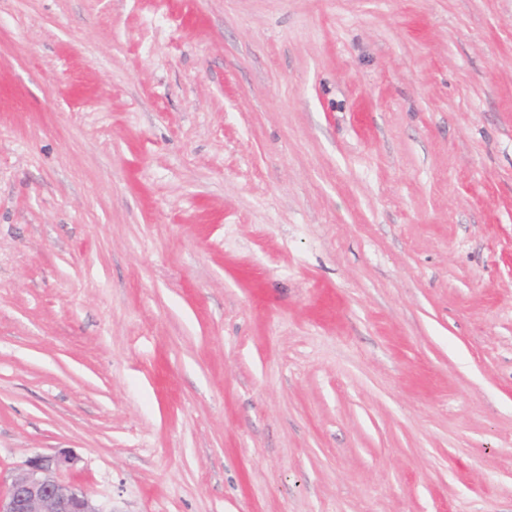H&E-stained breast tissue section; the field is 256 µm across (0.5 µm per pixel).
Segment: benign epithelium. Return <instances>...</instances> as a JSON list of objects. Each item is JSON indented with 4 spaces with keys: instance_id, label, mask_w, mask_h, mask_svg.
Masks as SVG:
<instances>
[{
    "instance_id": "obj_1",
    "label": "benign epithelium",
    "mask_w": 512,
    "mask_h": 512,
    "mask_svg": "<svg viewBox=\"0 0 512 512\" xmlns=\"http://www.w3.org/2000/svg\"><path fill=\"white\" fill-rule=\"evenodd\" d=\"M70 461L63 453L31 458L0 494V512H103L86 489L58 479Z\"/></svg>"
}]
</instances>
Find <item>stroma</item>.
<instances>
[{"label": "stroma", "instance_id": "stroma-1", "mask_svg": "<svg viewBox=\"0 0 512 512\" xmlns=\"http://www.w3.org/2000/svg\"><path fill=\"white\" fill-rule=\"evenodd\" d=\"M101 512H512V0H0V481ZM71 460L63 453L32 457L0 494V511L101 512L86 489L58 479L57 472Z\"/></svg>", "mask_w": 512, "mask_h": 512}]
</instances>
